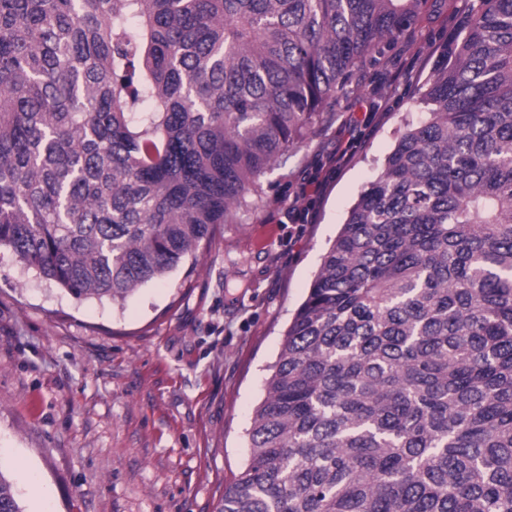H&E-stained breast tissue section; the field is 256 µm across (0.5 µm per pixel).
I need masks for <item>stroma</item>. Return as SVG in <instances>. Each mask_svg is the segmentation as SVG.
I'll use <instances>...</instances> for the list:
<instances>
[{
    "instance_id": "35a3bbf8",
    "label": "stroma",
    "mask_w": 512,
    "mask_h": 512,
    "mask_svg": "<svg viewBox=\"0 0 512 512\" xmlns=\"http://www.w3.org/2000/svg\"><path fill=\"white\" fill-rule=\"evenodd\" d=\"M479 0H437L262 178L184 269L124 306L76 300L0 248V462L24 512H215L283 333ZM350 160L336 166L337 148Z\"/></svg>"
}]
</instances>
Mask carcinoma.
<instances>
[{
	"label": "carcinoma",
	"mask_w": 512,
	"mask_h": 512,
	"mask_svg": "<svg viewBox=\"0 0 512 512\" xmlns=\"http://www.w3.org/2000/svg\"><path fill=\"white\" fill-rule=\"evenodd\" d=\"M429 0H0V247L122 303L263 203ZM217 512H512V0L439 47ZM0 512H23L0 471Z\"/></svg>",
	"instance_id": "cac0c4a2"
}]
</instances>
